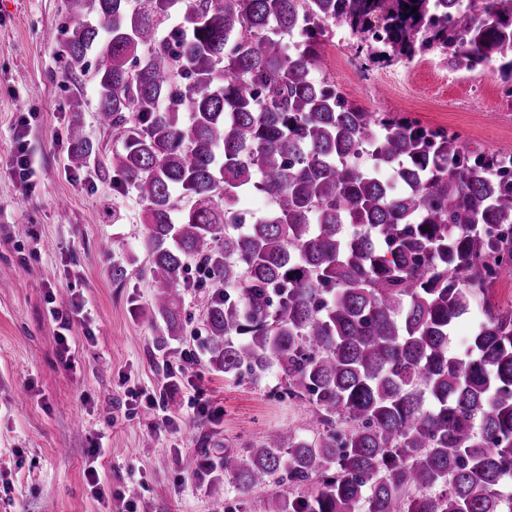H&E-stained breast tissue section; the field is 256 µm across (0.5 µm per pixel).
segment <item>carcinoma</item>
<instances>
[{
	"instance_id": "obj_1",
	"label": "carcinoma",
	"mask_w": 512,
	"mask_h": 512,
	"mask_svg": "<svg viewBox=\"0 0 512 512\" xmlns=\"http://www.w3.org/2000/svg\"><path fill=\"white\" fill-rule=\"evenodd\" d=\"M183 20L163 30L175 7ZM65 51H94L115 189L143 214L151 314L182 335L197 260L209 364L282 375L304 432L224 452L264 512H512V154L366 112L326 72L338 31L365 71L437 54L512 96V0H69ZM297 38L288 53L284 38ZM70 167L95 156L69 128ZM369 148L373 166L349 158ZM274 202L245 222L251 193ZM467 356L450 348L476 300Z\"/></svg>"
}]
</instances>
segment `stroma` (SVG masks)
<instances>
[{"label":"stroma","instance_id":"stroma-1","mask_svg":"<svg viewBox=\"0 0 512 512\" xmlns=\"http://www.w3.org/2000/svg\"><path fill=\"white\" fill-rule=\"evenodd\" d=\"M68 0H0V512H224L234 493L223 481L197 485L189 458L221 462L267 432L303 426L302 406L274 399L269 374L251 384L211 369L198 289L184 294L186 330L161 342L150 314L153 290L142 248L141 207L112 186L109 158L121 141L97 118L96 55L72 65L63 51ZM345 96L369 112L407 114L456 132L477 151H512V97L498 76L448 70L438 56L362 71L347 42L324 45ZM79 121L97 151L88 172L67 164L66 131ZM32 161L19 177L17 142ZM121 262L126 279L112 280ZM68 310L87 303L68 333L71 366L59 360L58 321L47 293ZM196 358L182 363V350ZM184 380L171 382L170 367ZM163 395L160 408L134 400ZM223 407L220 420L194 413L197 401ZM178 417L165 429L162 415ZM106 434L102 496L86 486L87 450Z\"/></svg>","mask_w":512,"mask_h":512}]
</instances>
